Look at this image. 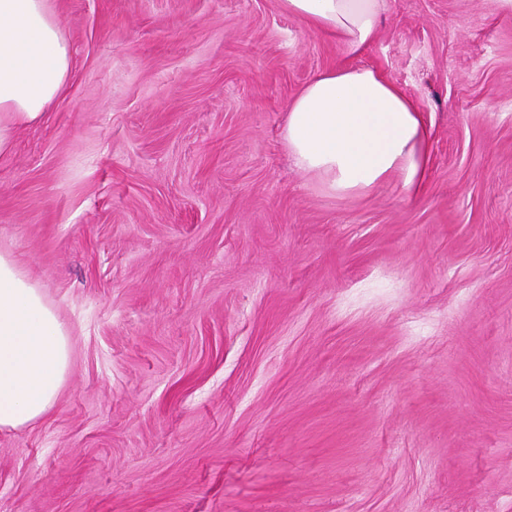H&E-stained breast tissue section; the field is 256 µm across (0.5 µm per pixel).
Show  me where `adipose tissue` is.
<instances>
[{
  "label": "adipose tissue",
  "mask_w": 512,
  "mask_h": 512,
  "mask_svg": "<svg viewBox=\"0 0 512 512\" xmlns=\"http://www.w3.org/2000/svg\"><path fill=\"white\" fill-rule=\"evenodd\" d=\"M288 14L332 35L346 55L374 40L386 0H280ZM71 49L50 0H0V154L41 121L62 94ZM429 133L417 103L377 70L320 72L291 100L286 146L297 168L326 193L371 191L394 176L419 188ZM70 369L69 332L39 287L0 252V430L42 419Z\"/></svg>",
  "instance_id": "ef3b65f1"
}]
</instances>
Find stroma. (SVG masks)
<instances>
[{
	"mask_svg": "<svg viewBox=\"0 0 512 512\" xmlns=\"http://www.w3.org/2000/svg\"><path fill=\"white\" fill-rule=\"evenodd\" d=\"M70 73L0 155V252L71 334L0 512H512V13L388 0L418 192L297 170L347 61L280 0H52Z\"/></svg>",
	"mask_w": 512,
	"mask_h": 512,
	"instance_id": "stroma-1",
	"label": "stroma"
}]
</instances>
